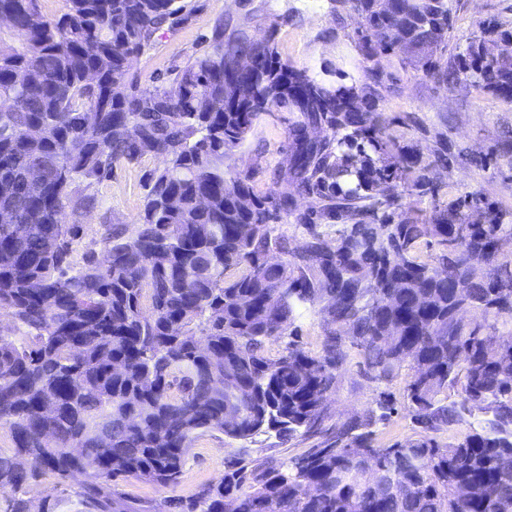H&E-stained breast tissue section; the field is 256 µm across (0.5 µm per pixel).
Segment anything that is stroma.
<instances>
[{
  "mask_svg": "<svg viewBox=\"0 0 512 512\" xmlns=\"http://www.w3.org/2000/svg\"><path fill=\"white\" fill-rule=\"evenodd\" d=\"M190 15L186 22L161 30L144 53L131 58L129 71L141 86L150 88L200 55L215 24L232 20L244 24L257 39L272 38L281 62L306 71L325 83L362 84L365 62L356 46L362 19L354 12L336 13L333 0H183ZM452 28L449 54H456L480 33L481 22L512 30V0H449ZM390 75L377 86V111L394 118L401 142L423 156L447 146L450 165L436 175V196H411L407 210L431 213L434 205H445L470 192L481 193L512 215V103L466 84L443 86L423 72L393 65ZM287 112L261 115L230 163L236 170L250 172L256 193L268 192L275 173L286 161L288 150ZM162 159L147 155L137 163L116 164L109 177L88 179L73 185L71 199L63 210V221L77 234L72 241L70 261L82 267L88 255L106 256V226L133 235L144 207L145 184L150 174L162 169ZM407 371L390 382L370 379L364 373V358L355 345H347L346 360L335 390L324 401L326 425L333 426L374 408L380 395L392 399L396 410L374 428L375 442L387 446L417 438L405 388ZM308 439L282 442L261 435L249 444L212 431L198 434L189 449L176 486L160 488L138 478H119L120 490L130 498L153 502L166 497L189 498L205 485L217 482L229 459L250 464L256 458L275 456L288 461L311 448ZM79 478L58 479L45 473L27 485L22 496L30 512H83L77 495Z\"/></svg>",
  "mask_w": 512,
  "mask_h": 512,
  "instance_id": "stroma-1",
  "label": "stroma"
}]
</instances>
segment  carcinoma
<instances>
[{
    "label": "carcinoma",
    "mask_w": 512,
    "mask_h": 512,
    "mask_svg": "<svg viewBox=\"0 0 512 512\" xmlns=\"http://www.w3.org/2000/svg\"><path fill=\"white\" fill-rule=\"evenodd\" d=\"M334 2L363 18L361 86L319 83L282 63L272 40L218 24L173 79L143 88L128 58L188 19L178 0H66L58 18L39 0H0L17 24L0 35V308L26 329L22 342L0 336V425L13 441L0 452L5 512H28L16 493L47 471L85 476L86 512H512V465L500 463L512 455V260L502 257L512 222L479 193L425 221L403 216L404 195L435 192L448 149L428 159L400 146L393 120L372 109L384 60L442 84L512 91V62L482 55L486 34L512 52V31L483 29L448 67L437 56L448 0ZM243 55L251 70L225 81ZM271 111L291 114L288 156L260 195L225 160ZM310 126L323 137L309 139ZM147 154L165 166L138 231L108 230L105 260L73 270L75 229L58 220L72 185ZM298 196L319 209L299 210ZM284 216L305 230L303 249L274 235ZM319 219L341 222L336 245ZM428 239L430 262L417 255ZM272 251L287 258L269 264ZM460 308L483 321L465 322ZM314 310L322 354L291 341L270 358ZM499 325L506 334H483ZM345 328L372 378L409 366L418 438L375 445L372 427L393 410L382 395L301 457L231 462L187 502L135 507L119 489L120 476L177 484L203 432L244 442L321 433ZM476 411L463 439L437 440Z\"/></svg>",
    "instance_id": "cac0c4a2"
}]
</instances>
